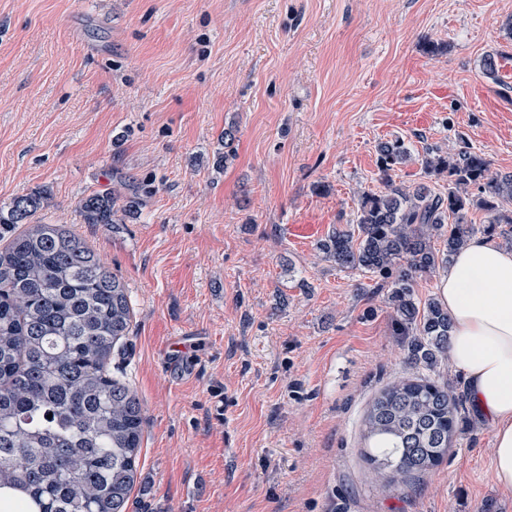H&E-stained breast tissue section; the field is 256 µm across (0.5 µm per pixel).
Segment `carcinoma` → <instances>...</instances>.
<instances>
[{"instance_id":"cac0c4a2","label":"carcinoma","mask_w":512,"mask_h":512,"mask_svg":"<svg viewBox=\"0 0 512 512\" xmlns=\"http://www.w3.org/2000/svg\"><path fill=\"white\" fill-rule=\"evenodd\" d=\"M410 152L378 145L385 185L358 200L355 226L319 249L338 267L391 289L398 330L411 357L432 372L448 354V310L413 297L416 278L448 265L478 233L512 244V174L492 171L481 152L426 149L424 173L448 186L395 185ZM45 191L18 196L0 211V231L28 228L0 250V512H127L145 415L134 390L112 375V350L128 336V289L103 258L59 224H33ZM138 205L110 193L80 203L85 224H121ZM484 213L474 224L469 213ZM440 240L443 249H435ZM461 400L449 385L417 374L386 385L365 416V459L382 489L437 467L459 432Z\"/></svg>"}]
</instances>
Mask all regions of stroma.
<instances>
[{
  "label": "stroma",
  "mask_w": 512,
  "mask_h": 512,
  "mask_svg": "<svg viewBox=\"0 0 512 512\" xmlns=\"http://www.w3.org/2000/svg\"><path fill=\"white\" fill-rule=\"evenodd\" d=\"M511 18L512 0H0V208L48 191L44 223L129 288L112 371L146 424L127 512H512L470 410L435 470L375 485L366 411L416 367L389 289L319 249L382 190L381 142L409 149L404 186L462 141L512 172ZM135 186L125 223L83 222V197Z\"/></svg>",
  "instance_id": "35a3bbf8"
}]
</instances>
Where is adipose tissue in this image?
<instances>
[{"instance_id": "adipose-tissue-1", "label": "adipose tissue", "mask_w": 512, "mask_h": 512, "mask_svg": "<svg viewBox=\"0 0 512 512\" xmlns=\"http://www.w3.org/2000/svg\"><path fill=\"white\" fill-rule=\"evenodd\" d=\"M437 295L451 323L448 351L469 403L491 427V471L512 492V250L472 238L451 258Z\"/></svg>"}]
</instances>
